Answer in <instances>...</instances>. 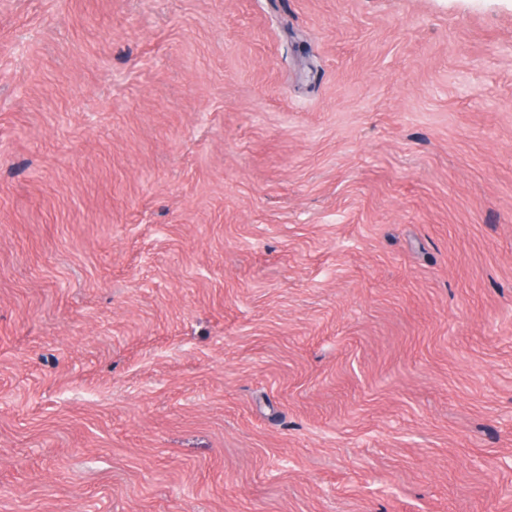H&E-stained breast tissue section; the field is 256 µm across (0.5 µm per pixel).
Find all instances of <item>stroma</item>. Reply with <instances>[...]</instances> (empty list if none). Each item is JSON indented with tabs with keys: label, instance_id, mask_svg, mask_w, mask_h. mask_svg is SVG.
Masks as SVG:
<instances>
[{
	"label": "stroma",
	"instance_id": "obj_1",
	"mask_svg": "<svg viewBox=\"0 0 512 512\" xmlns=\"http://www.w3.org/2000/svg\"><path fill=\"white\" fill-rule=\"evenodd\" d=\"M0 512H512V0H0Z\"/></svg>",
	"mask_w": 512,
	"mask_h": 512
}]
</instances>
